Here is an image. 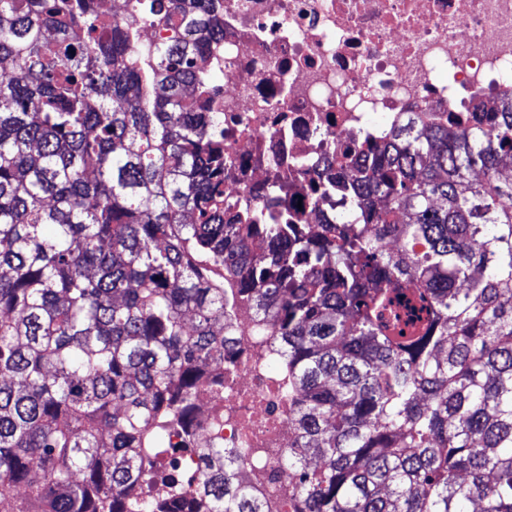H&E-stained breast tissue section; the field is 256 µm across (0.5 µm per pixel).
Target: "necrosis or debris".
<instances>
[{
	"instance_id": "obj_1",
	"label": "necrosis or debris",
	"mask_w": 512,
	"mask_h": 512,
	"mask_svg": "<svg viewBox=\"0 0 512 512\" xmlns=\"http://www.w3.org/2000/svg\"><path fill=\"white\" fill-rule=\"evenodd\" d=\"M224 39L205 69L224 114V197L247 214L314 224L352 140L387 137L404 113L448 119L464 92L512 93V0H216ZM224 392L201 393L189 434L223 441L264 512H296L288 377L270 327L237 305Z\"/></svg>"
}]
</instances>
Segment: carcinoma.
I'll return each instance as SVG.
<instances>
[{
	"instance_id": "obj_1",
	"label": "carcinoma",
	"mask_w": 512,
	"mask_h": 512,
	"mask_svg": "<svg viewBox=\"0 0 512 512\" xmlns=\"http://www.w3.org/2000/svg\"><path fill=\"white\" fill-rule=\"evenodd\" d=\"M101 2L0 0V503L160 512L158 476L262 512L221 444L157 468L243 296L288 364L299 512H512V96L351 143L316 232L254 224L198 66L213 0Z\"/></svg>"
}]
</instances>
